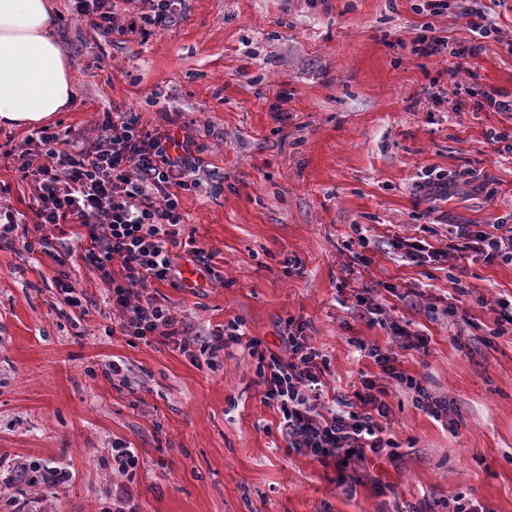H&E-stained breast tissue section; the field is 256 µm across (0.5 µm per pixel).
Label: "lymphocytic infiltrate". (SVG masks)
I'll list each match as a JSON object with an SVG mask.
<instances>
[{
	"label": "lymphocytic infiltrate",
	"mask_w": 512,
	"mask_h": 512,
	"mask_svg": "<svg viewBox=\"0 0 512 512\" xmlns=\"http://www.w3.org/2000/svg\"><path fill=\"white\" fill-rule=\"evenodd\" d=\"M72 2L77 16L91 26L133 35L176 25L184 0H143L140 11L125 21L114 12L112 0ZM451 9L465 19L472 34L469 43L450 44L426 26L413 41L417 55L474 58L483 52L484 39L495 29L486 10L467 5L466 0H421L417 6L418 12L433 15ZM163 119V125L150 127L133 110L107 112L91 139L71 130L42 128L34 150L21 152L17 167L30 183L36 203L35 233L25 238L24 247L49 251L47 229L78 226L79 255L105 286L115 328L122 335L172 344L183 351L195 345L209 364L227 347L247 349L256 362L263 402L277 409L281 434L297 453L321 461L331 457L364 462L395 448L382 424L390 413L386 391L369 377H362L354 400H342L340 410L321 412L325 365L309 346L304 324L287 320L285 351L279 354L259 339L245 336L235 320L211 335H191L189 325L151 294L153 283L179 282L177 246L183 222L179 193L201 184V145L184 134L182 113H167ZM449 235L486 263L512 262V225H500L493 234L455 224ZM391 329L396 349H371V358L385 377L412 390L416 403L427 405L434 417L447 418L449 428H456V420L448 416L447 401L431 398L420 382L396 367L398 350H420L425 338L412 336L397 323ZM71 479L64 468L19 462L13 465L8 482L55 489Z\"/></svg>",
	"instance_id": "obj_1"
}]
</instances>
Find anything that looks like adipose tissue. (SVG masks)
<instances>
[{"mask_svg":"<svg viewBox=\"0 0 512 512\" xmlns=\"http://www.w3.org/2000/svg\"><path fill=\"white\" fill-rule=\"evenodd\" d=\"M53 25L49 0H0V125L40 126L71 106L72 63Z\"/></svg>","mask_w":512,"mask_h":512,"instance_id":"adipose-tissue-1","label":"adipose tissue"}]
</instances>
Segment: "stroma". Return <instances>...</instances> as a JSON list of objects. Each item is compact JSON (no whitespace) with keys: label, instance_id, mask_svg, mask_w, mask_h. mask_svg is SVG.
<instances>
[{"label":"stroma","instance_id":"stroma-1","mask_svg":"<svg viewBox=\"0 0 512 512\" xmlns=\"http://www.w3.org/2000/svg\"><path fill=\"white\" fill-rule=\"evenodd\" d=\"M415 2L184 0L176 26L130 37L50 0L75 89L53 126L89 133L115 107L151 124L186 113L206 176L180 194L182 234L214 273L197 288L156 284L157 298L195 334L236 319L274 351L287 319L305 322L329 399L379 374L369 349L395 347L391 323L407 325L427 348L401 368L447 400L457 432L393 384L392 457L344 468L288 451L247 351L225 349L212 369L108 335L112 309L80 257L67 269L83 315L51 256L0 244V456L73 474L51 492L11 487L18 512H101L123 484L138 512H446L459 495L512 512V330L494 334L491 311L512 296V263L448 248L449 225H512V149L487 139L512 112L456 106L448 83L453 68L475 99L512 96V0H481L497 31L464 60L411 52L426 23L450 43L471 38L463 19ZM431 167L473 168L497 193L474 180L424 197L416 181ZM397 236L440 260H403ZM368 285L372 324L357 302ZM116 442L140 454L133 483L112 474Z\"/></svg>","mask_w":512,"mask_h":512}]
</instances>
